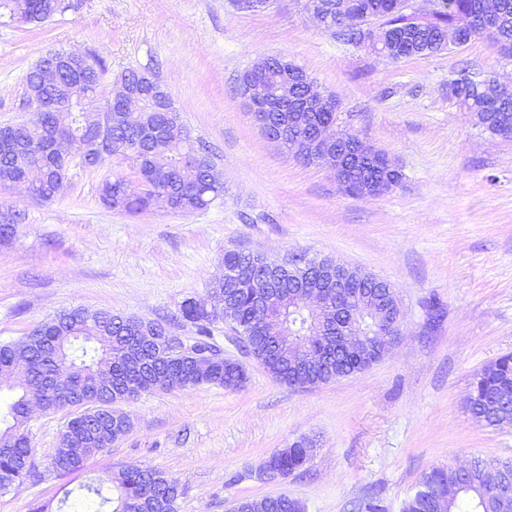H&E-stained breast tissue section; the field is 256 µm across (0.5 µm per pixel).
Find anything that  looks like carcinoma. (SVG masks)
<instances>
[{"label": "carcinoma", "mask_w": 512, "mask_h": 512, "mask_svg": "<svg viewBox=\"0 0 512 512\" xmlns=\"http://www.w3.org/2000/svg\"><path fill=\"white\" fill-rule=\"evenodd\" d=\"M351 11L333 34L347 43L360 38V25L381 22L389 31V40L373 47H361L385 56L393 62L414 57L437 55L448 50L439 33L457 30L470 42L481 36L492 39L504 54L512 57V0H497V16L489 28L474 24L472 17L481 0H446V7L420 18L405 12L403 0H350ZM9 14L21 10L24 22L40 23L67 8L60 0H0V9ZM91 72L84 77L87 98L85 104L96 101L97 88L103 71L102 62L89 57ZM44 68L36 63L26 75L27 96H38L51 104L41 118V125L25 128L23 136L29 151L0 158V187L20 182L28 173L39 172L29 191L54 199L59 193L61 173L42 165L39 156L43 131L72 129L79 140L87 138L82 128L77 104L69 103L57 86L44 82ZM453 95L464 97L462 106L472 113L477 124L493 136L512 139V99L497 97L492 86L484 83L481 73H463L450 82ZM339 102L331 96V108L316 112L302 125L287 131L291 139H304L323 124H336ZM181 121L180 112H155L148 106L135 112L131 119L112 127V142L105 146L107 158L126 164L131 175L118 173L102 182L99 194L109 208L136 215L149 208L159 195L170 196V208L181 213H193L208 208L224 196V180L215 168L186 170L181 157L193 149V141L185 137L173 144L163 135L164 127ZM252 253H224V279L214 288L215 296L232 311L234 326L244 343L251 345L253 359L273 378L293 387H318L350 375L356 362L346 355H336L305 368H300L307 348L325 334V329L338 324L349 334L370 331L371 321L359 315L358 300L348 287L331 297V305L323 306L318 318L288 296V285L280 286L282 295L268 308L269 315L280 318L292 332L291 338L274 339L262 313L257 311L251 279L272 263L260 255L252 265L245 263ZM180 319L196 328L195 346L203 352L212 346L210 325L214 312L193 298L185 299L179 309ZM135 319L110 311L89 313L81 308L64 310L42 328V335L31 338L26 349L15 342L0 343V376L16 366L30 365L29 384L11 386L15 401L10 405L12 424L0 428V493L10 492L27 479L34 469L33 453L28 437L30 419L28 399L32 389L39 387L53 368L52 361L43 358L46 344L57 347L60 355L74 365L73 381L59 388L56 401L47 410L57 411L74 402L80 384H96L97 398L104 409H84L69 420L66 428L72 435L65 472L71 474L84 468L89 458L124 436L130 419L112 409V405L153 390L195 388L202 385L237 389L242 386L231 368L180 369L166 358L160 341L141 340L133 348L130 337L142 332ZM469 411L473 418L487 426H512V355H504L485 366L473 383ZM308 449L296 446L272 455L276 466L291 475L304 465ZM512 473V463H494L475 459L456 468L440 467L426 474L418 489L406 501L404 512H436L437 497L448 493V485L457 484V492L445 502L443 512H497L495 488L500 475ZM81 494L96 500L98 512H176L169 503L181 495L178 483L148 467H126L112 477L91 479L80 487ZM240 512H298L294 500L282 495L270 502L243 501Z\"/></svg>", "instance_id": "obj_1"}]
</instances>
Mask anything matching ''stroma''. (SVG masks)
I'll return each mask as SVG.
<instances>
[{"label": "stroma", "instance_id": "stroma-1", "mask_svg": "<svg viewBox=\"0 0 512 512\" xmlns=\"http://www.w3.org/2000/svg\"><path fill=\"white\" fill-rule=\"evenodd\" d=\"M68 2L40 26L0 15V125L31 118L25 76L49 52L99 57L102 100L126 70L146 69L190 136L213 149L224 195L191 214L160 200L140 214L116 211L99 198L113 160L71 168L49 202L22 185L0 189V213L24 216L0 240V342L77 307L159 322L192 341L180 305H214L224 253L238 248L374 274L392 285L403 317L380 362L313 388L272 378L216 319L212 342L245 363L244 387L174 388L121 403L129 431L70 476L51 460L73 411L33 410L37 476L0 495V512L52 510L65 490L133 465L178 481V512H231L281 493L303 512H402L434 468L476 457L512 463V427L485 426L468 410L476 375L512 353V140L484 131L448 87L464 67L512 85V58L477 38L394 62L337 39L304 0L257 12L228 0ZM276 54L336 95V132L386 153L402 173L396 187L345 195L326 168L298 163L261 133L236 87L251 64ZM304 438L314 449L302 471L269 479V457Z\"/></svg>", "mask_w": 512, "mask_h": 512}]
</instances>
